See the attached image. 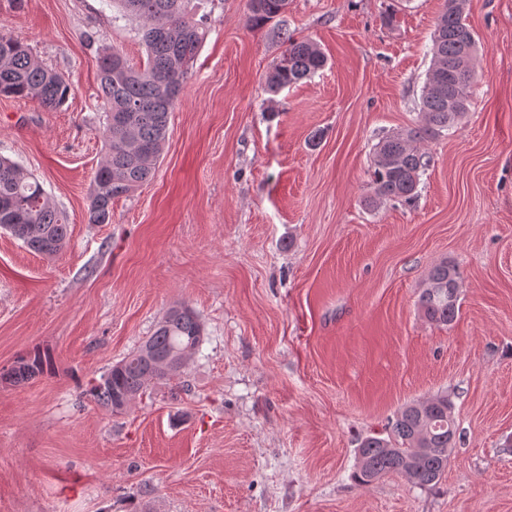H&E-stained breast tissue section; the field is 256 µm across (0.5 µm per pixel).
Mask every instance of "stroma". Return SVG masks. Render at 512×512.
<instances>
[{
	"label": "stroma",
	"instance_id": "obj_1",
	"mask_svg": "<svg viewBox=\"0 0 512 512\" xmlns=\"http://www.w3.org/2000/svg\"><path fill=\"white\" fill-rule=\"evenodd\" d=\"M208 35L153 178L88 221L104 152L103 49L146 59L107 0H0V34L72 90L0 96V156L69 220L52 258L0 230V512H512V0H470L472 106L423 145L413 204L366 206L373 150L417 127L444 0H290L291 34L328 57L265 93L276 22L247 0H190ZM392 22H385V14ZM459 272L455 320L428 322L429 269ZM191 308L203 343L120 414L85 394ZM448 393L459 437L439 484L353 479L361 437ZM51 357L49 354L37 351L33 356L19 359L6 374L5 380L13 383H20L43 374L47 368H51Z\"/></svg>",
	"mask_w": 512,
	"mask_h": 512
}]
</instances>
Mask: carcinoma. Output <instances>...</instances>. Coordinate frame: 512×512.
<instances>
[{"instance_id": "obj_1", "label": "carcinoma", "mask_w": 512, "mask_h": 512, "mask_svg": "<svg viewBox=\"0 0 512 512\" xmlns=\"http://www.w3.org/2000/svg\"><path fill=\"white\" fill-rule=\"evenodd\" d=\"M125 15L140 22L138 35L147 61L131 63L122 53L104 52L99 66V90L105 103L106 154L98 167L88 207L91 224H108L112 200L127 196L154 174L168 138L169 116L190 75L189 66L207 36L205 23L195 19L187 0H113ZM468 0H445L438 16L431 47L428 79L419 111L423 125L405 133L387 135L376 144L369 203H410L418 196L421 176L429 160L417 143L427 135L450 130L470 107L475 74L453 79L461 60L475 55L478 39L466 23ZM289 0H249L248 22L261 27L284 15ZM285 44L276 63L265 74L267 93L307 79L327 66V56L307 37L295 38L281 29ZM66 77L47 67L24 41L0 36V96L32 99L46 109H57L69 98ZM0 227L30 250L52 257L65 246L68 219L45 195L37 180L14 161L0 157ZM458 272L443 261L431 268L419 295L424 317L449 325L456 316ZM202 341L196 314L183 306L171 308L154 332L135 350L89 383L85 394L94 402L121 413L151 381L169 380L182 366L168 372L159 361L175 358ZM51 357L39 351L19 359L6 379L20 383L44 373ZM457 426L448 395H436L402 408L387 436H367L357 448L353 479L368 485L390 473L406 475L421 487L436 484L448 467L456 443Z\"/></svg>"}]
</instances>
